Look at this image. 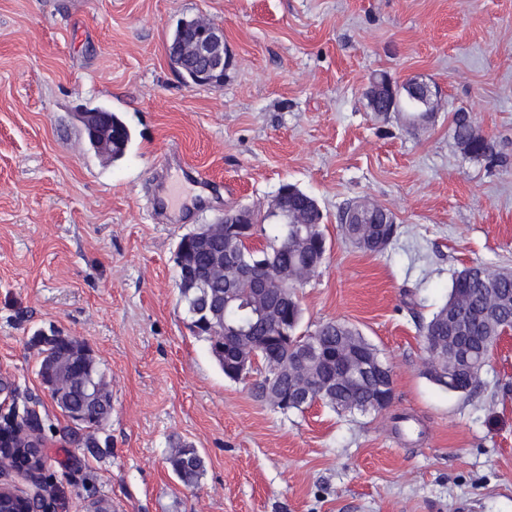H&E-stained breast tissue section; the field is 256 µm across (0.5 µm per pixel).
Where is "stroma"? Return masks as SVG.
<instances>
[{
    "label": "stroma",
    "instance_id": "obj_1",
    "mask_svg": "<svg viewBox=\"0 0 512 512\" xmlns=\"http://www.w3.org/2000/svg\"><path fill=\"white\" fill-rule=\"evenodd\" d=\"M224 31L222 83L171 64L177 25ZM434 85L410 127L367 106L372 79ZM116 113L131 140L109 160L77 114ZM508 159L466 158L456 110ZM213 174L206 196L171 149ZM173 189L171 207L159 201ZM313 196L329 249L296 290L308 328L356 326L388 364L380 413L316 403L288 414L226 378L186 326L179 240L225 212ZM367 199L398 235L379 254L342 235ZM512 268V0H0V416L36 405L47 512H512V335L470 395L426 374L421 326L454 274ZM82 341L112 392L92 454L44 392L35 337ZM204 455L197 487L166 457ZM168 468L184 486H196L205 470V459L199 449L190 442L174 445L166 457Z\"/></svg>",
    "mask_w": 512,
    "mask_h": 512
}]
</instances>
